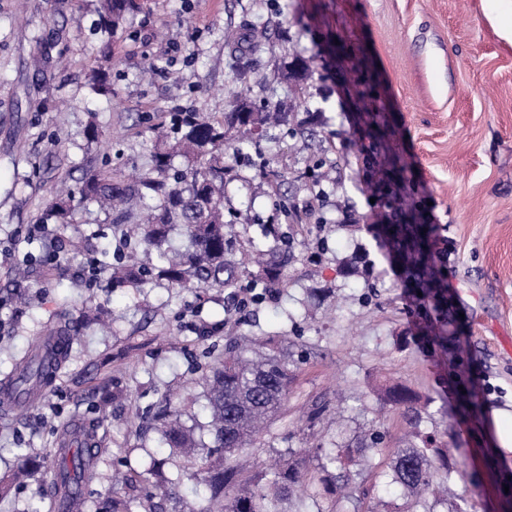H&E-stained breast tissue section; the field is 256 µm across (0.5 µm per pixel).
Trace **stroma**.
Masks as SVG:
<instances>
[{
    "label": "stroma",
    "instance_id": "35a3bbf8",
    "mask_svg": "<svg viewBox=\"0 0 512 512\" xmlns=\"http://www.w3.org/2000/svg\"><path fill=\"white\" fill-rule=\"evenodd\" d=\"M94 0H0V379L40 336L70 331L80 340L54 388L25 411L0 413V479L22 466L27 449L54 460L74 427L95 429L98 477L85 485L87 512L122 475L170 457L151 430L154 406L189 387L187 425L208 417L211 365L230 340H267L293 372L288 403L238 461L246 474L288 449L361 446L383 435L367 475L384 499L393 449L412 443L407 416L450 450L447 491L434 512H512V455L500 458L491 412L512 411V41L493 0H135L125 28L102 48ZM105 70L108 96L90 75ZM246 102L273 112H317L327 137L328 179L322 226H290L293 257L275 288L188 290L152 280L112 287L95 266L124 249L122 230L97 205L76 209L70 225L48 206L59 180L79 187L86 170L125 178L141 171L156 112L220 115ZM381 112L394 135L393 180L412 189L422 221L438 228L448 261V316L441 333L463 349L450 361L430 351L425 323L392 265L367 230L394 223L371 200L378 149L366 133ZM99 136L88 140L89 127ZM241 180L226 206L259 238L281 217L261 169L281 173V191L304 208L301 139L280 136L247 146ZM363 224L354 233L348 221ZM374 261L369 278L348 277L337 259ZM478 411L461 409L459 383ZM403 385L410 407L385 404L380 391ZM305 502L324 512H364L337 498L314 459ZM42 475L12 488L0 512H51Z\"/></svg>",
    "mask_w": 512,
    "mask_h": 512
}]
</instances>
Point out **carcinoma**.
<instances>
[{"label":"carcinoma","instance_id":"1","mask_svg":"<svg viewBox=\"0 0 512 512\" xmlns=\"http://www.w3.org/2000/svg\"><path fill=\"white\" fill-rule=\"evenodd\" d=\"M133 8V0H99L97 14L100 30L111 37ZM156 129L164 128L169 119L174 136L157 141L149 162L139 179L125 182L110 170H89L80 191L72 189L54 198L49 205L51 216L60 224L71 223L75 203L89 201L101 209L118 211L135 217L133 207L149 211L147 221L134 225L136 237L123 235L125 241L136 240L137 247L123 254L111 268L114 285L137 287L147 280L163 277L180 288L199 285L215 288H243L245 283L274 288L281 282L290 256V237L282 225L309 224L316 210L303 213L288 208L279 195L281 175L277 171L263 174L270 196L284 218V224L268 225L274 245L256 249L254 264L239 263L236 255L243 249L241 235L234 224V213H224V185L237 178L243 144L264 135L283 122L280 112H254L246 105L224 116L204 118L196 112L158 114ZM233 152L227 153L228 146ZM175 156L184 158L186 167L172 164ZM392 161L385 160L371 185L372 193L392 212H403L404 204L394 192L380 186L392 182L388 176ZM323 159L313 155L305 166L312 187L321 188ZM181 229L186 249L174 251L168 246L171 228ZM436 229L431 224H400L396 237L386 240L389 253L402 259L401 267L422 293V311L432 309L439 315L448 313V281L436 264ZM251 347L233 342L224 348V358L210 371L207 380L206 430L211 444L196 438L194 428L185 424L181 401L166 396L155 415L160 443L171 454L194 462L191 477L207 495V501L220 506V512H324L310 511L294 501L295 487L308 479L300 461H284L270 472L255 477L243 475L236 454L260 438L262 425L281 411L288 402L292 371L288 361L276 354L249 356ZM83 440L71 457H63L45 470L58 490L72 482L90 483L97 476L96 435L81 431ZM359 448L336 447L324 454L322 471L339 469L346 482L362 477L356 454ZM392 483L404 490L406 500L400 504L381 501L367 503L366 512H417L424 495L440 493L441 481L448 477V449L419 447L411 444L393 451L389 463ZM173 480L154 476L151 490L142 497H131L122 489L113 490L103 512H158L160 502L172 495Z\"/></svg>","mask_w":512,"mask_h":512}]
</instances>
